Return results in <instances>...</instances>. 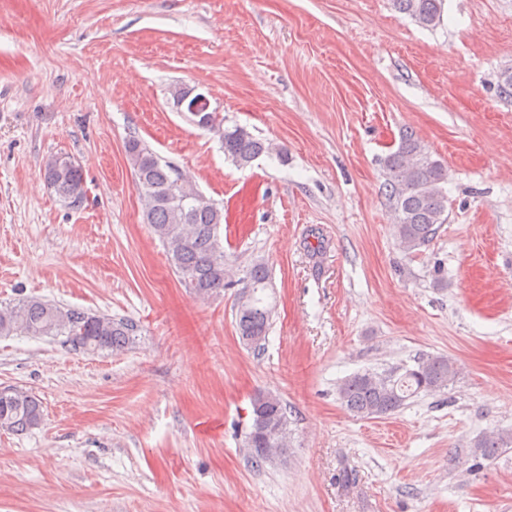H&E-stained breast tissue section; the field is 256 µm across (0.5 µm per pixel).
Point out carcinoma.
<instances>
[{
  "mask_svg": "<svg viewBox=\"0 0 512 512\" xmlns=\"http://www.w3.org/2000/svg\"><path fill=\"white\" fill-rule=\"evenodd\" d=\"M395 8L418 25L432 28L440 22L441 0H394ZM211 120L207 130L219 136L224 154L237 165H250L272 151L271 144L246 128L223 127L215 112L203 113ZM125 151L133 169L136 188L144 202L143 220L164 246L185 287L200 298H210L226 288L240 286L235 313L239 339L249 345L253 336H267L272 314L265 291L271 287L267 263L253 259L236 280L226 279L224 239L220 234L222 212L192 184L187 176L136 138L128 140ZM388 201L396 217L393 232L399 246L413 253L425 246L447 220L448 196L443 183L448 172L431 159L425 145L411 133L401 136L397 149L383 160ZM47 184L62 200L77 205L84 197L83 173L69 157L54 155L42 167ZM138 325L127 318L93 314L75 307H62L39 298H29L0 308V336H62L70 350L84 352L121 351L136 340ZM457 377L456 364L446 356L428 355L384 373L358 371L337 387L341 405L362 418L390 415L407 401L424 392L448 388ZM256 410L245 435L247 448H280L288 451L289 419L282 399L271 392L254 396ZM43 420L40 400L18 389L0 397V428L24 432ZM512 446V435L497 433L475 444V455L493 459Z\"/></svg>",
  "mask_w": 512,
  "mask_h": 512,
  "instance_id": "obj_1",
  "label": "carcinoma"
}]
</instances>
